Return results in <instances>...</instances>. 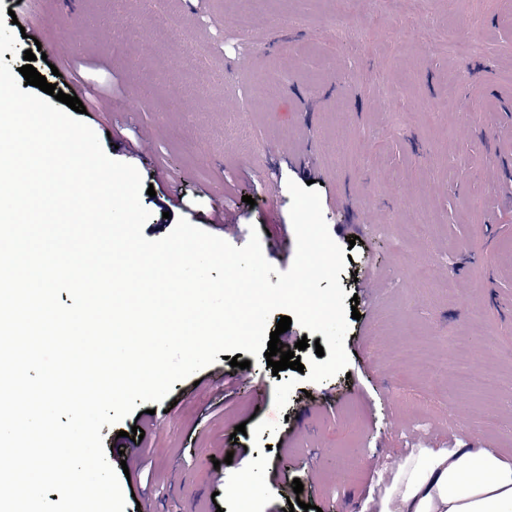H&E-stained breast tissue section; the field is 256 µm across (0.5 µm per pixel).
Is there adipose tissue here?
I'll return each mask as SVG.
<instances>
[{"label": "adipose tissue", "instance_id": "1", "mask_svg": "<svg viewBox=\"0 0 512 512\" xmlns=\"http://www.w3.org/2000/svg\"><path fill=\"white\" fill-rule=\"evenodd\" d=\"M361 512H512V462L487 448H420L383 464Z\"/></svg>", "mask_w": 512, "mask_h": 512}]
</instances>
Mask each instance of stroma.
<instances>
[{
  "mask_svg": "<svg viewBox=\"0 0 512 512\" xmlns=\"http://www.w3.org/2000/svg\"><path fill=\"white\" fill-rule=\"evenodd\" d=\"M34 21L36 68L104 91L82 121L153 185L146 238L182 218L236 247L255 229L288 270V184L310 179L330 236L355 240L346 373L302 382L282 412L291 372L263 361L257 394L223 385V358L175 383L121 482L125 512L142 496L152 512H239L228 490L254 467L253 512H360L377 463L413 449L512 460V0H39ZM450 27L486 53L450 55ZM219 204L233 231L209 223ZM468 366L496 389L459 379Z\"/></svg>",
  "mask_w": 512,
  "mask_h": 512,
  "instance_id": "stroma-1",
  "label": "stroma"
}]
</instances>
